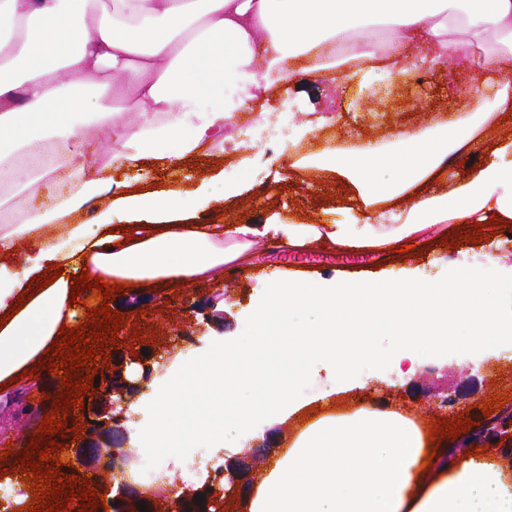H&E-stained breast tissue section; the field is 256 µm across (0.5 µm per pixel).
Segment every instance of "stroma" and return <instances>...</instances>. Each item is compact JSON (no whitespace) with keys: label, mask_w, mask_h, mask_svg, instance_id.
Here are the masks:
<instances>
[{"label":"stroma","mask_w":512,"mask_h":512,"mask_svg":"<svg viewBox=\"0 0 512 512\" xmlns=\"http://www.w3.org/2000/svg\"><path fill=\"white\" fill-rule=\"evenodd\" d=\"M405 67L418 70L420 82L399 85L398 90L407 99L405 110L388 112L383 88L390 85L388 72L379 71L370 77H352L347 90L341 91L319 73L299 74L288 81L289 118L295 137L314 141L304 123L307 113L325 112L336 116L330 128L334 143L351 146L368 138H380L375 126L374 113H387L394 131L416 126H428L444 113L455 112L469 117L479 95H464L465 86L471 85L473 76L465 63L451 58L432 61L418 50L410 51ZM248 159V167L235 172H225L228 162ZM121 180L129 191L169 192L187 194L196 207L197 219L223 220L226 208H234L243 219L256 224L287 222L299 217L307 224H333L344 221L336 197V179L322 175L315 179L295 175L289 158L268 160L260 145H245L237 132H229L223 151L203 159L186 160L179 174H162L153 162L141 168L125 170ZM238 182L244 187L242 195L231 200L223 198L224 182ZM266 187L268 194L258 197V187ZM442 235L433 232L420 237L416 249L406 253L390 251L353 250L348 259H341L338 251L315 246L309 249L271 251L255 249L242 273L234 280L224 278L223 270H216L208 279L196 282L189 288L151 289L152 300L137 324H126L119 332L121 341L132 335L152 336L158 343L153 356L155 363L149 378H137V391L124 414L125 429L141 427L151 419V404L147 399L148 382L161 379L160 368L175 349H190L197 353L216 338L252 336L259 326L252 316L254 306L266 292L270 278L288 272L316 279L349 277L363 278H421L441 280L459 260L483 263L494 259L488 276L489 287L497 289L504 297L512 296V248L500 249L492 238L477 244H462L453 248L442 245ZM224 291V299L217 307L213 321L204 317L187 320L181 310V299L190 295L203 298L211 289ZM186 330L183 338L175 337V329ZM390 340L374 336L369 340L370 361L358 364L357 373L364 381V388H356L338 395L341 403H352L364 395H372L389 404L391 408H408L417 416L429 419H449L465 413L476 423L482 422L480 405L496 396L512 393V359L504 360L486 352L452 348L448 353L433 357L410 381L397 384L387 367L386 351ZM61 375L45 370L37 376L19 379L9 390L0 395V452H6L7 464H14L21 457L30 439L52 408L51 398L61 386ZM454 396V406H441L446 396ZM292 422L275 426H260L256 437L241 447L219 451L206 471L186 467H168L170 483L177 488H197L205 478L215 477L221 460L246 458L254 447L269 444L281 447L287 439Z\"/></svg>","instance_id":"obj_1"}]
</instances>
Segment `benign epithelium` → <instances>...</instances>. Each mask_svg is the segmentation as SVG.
<instances>
[{
  "label": "benign epithelium",
  "instance_id": "benign-epithelium-1",
  "mask_svg": "<svg viewBox=\"0 0 512 512\" xmlns=\"http://www.w3.org/2000/svg\"><path fill=\"white\" fill-rule=\"evenodd\" d=\"M224 299V291L216 288L205 298L192 304L193 312L214 309ZM138 355H133V352ZM153 352L152 344H144L136 349L132 347L110 350L109 366H101L93 378V388L98 395L84 397L83 417L78 414L69 416V422H74L84 429L82 437L68 445L67 455L80 466L88 467L97 464V468L112 470L114 467H125L135 463L128 453L122 451L127 439L126 431L117 424L114 414L116 405L127 401L132 396L136 385L129 379L128 368L132 365L142 367L143 374L150 371L148 358L144 353ZM478 436L498 438L512 444V406L484 420L476 431ZM250 463L241 459L228 460L224 463V480L230 485V490H242L249 486L248 474ZM194 499V493H185L171 485L161 484L152 490L138 486L127 485L122 488L113 504L120 505L122 512H140L136 503L146 506L147 512H186Z\"/></svg>",
  "mask_w": 512,
  "mask_h": 512
}]
</instances>
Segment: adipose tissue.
<instances>
[{"instance_id": "obj_1", "label": "adipose tissue", "mask_w": 512, "mask_h": 512, "mask_svg": "<svg viewBox=\"0 0 512 512\" xmlns=\"http://www.w3.org/2000/svg\"><path fill=\"white\" fill-rule=\"evenodd\" d=\"M490 34L496 48L481 51ZM400 44L462 57L493 84L494 104L468 122L448 115L436 127L403 130L388 148L367 140L297 158L349 182L343 209L356 223L182 224L188 206L178 192L115 200L145 218L124 234L108 210L94 230L71 223L112 184V171L149 160L166 168L223 143L224 88L240 76L262 73L239 100L246 106L270 93L286 61L340 84L356 58L361 76L389 70L376 49ZM502 57H512V0H113L108 13L95 0H0V176L17 193L33 177L51 180L48 204L0 233L1 263L21 240L32 262L27 273L0 278V383L46 358L61 327L76 325L70 282L84 271L137 292L189 285L262 245L391 250L443 224L511 223L512 137L491 142L484 163L459 181L448 182L446 163L512 108V80L492 69ZM123 100L136 123L122 119ZM86 106L109 147L104 168L79 161ZM38 142L53 153L35 151ZM383 167L392 179L377 178ZM50 264L61 273L39 287ZM487 275L462 261L445 281L273 278L254 309L259 335L175 356L151 390L152 425L132 441L167 458L200 441L235 448L257 423L292 418L300 427L272 453L248 512H512L506 457L425 466L429 421L362 402L337 408L327 386L368 357L376 335L390 338L387 357L401 382L451 347L512 359V314H503ZM25 292L30 300L18 304ZM301 310L313 321L298 323Z\"/></svg>"}]
</instances>
